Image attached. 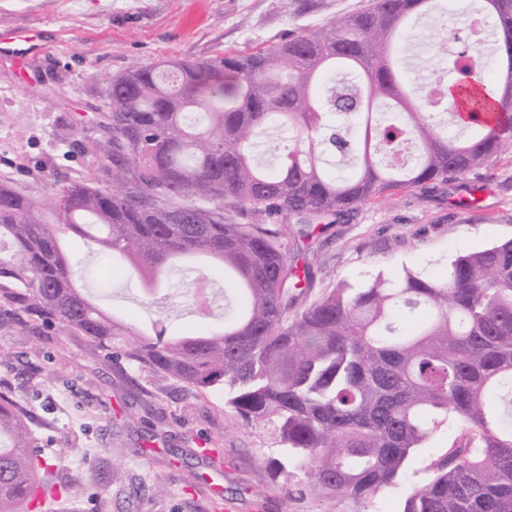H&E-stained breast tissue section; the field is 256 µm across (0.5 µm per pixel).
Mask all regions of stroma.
<instances>
[{
	"instance_id": "stroma-1",
	"label": "stroma",
	"mask_w": 512,
	"mask_h": 512,
	"mask_svg": "<svg viewBox=\"0 0 512 512\" xmlns=\"http://www.w3.org/2000/svg\"><path fill=\"white\" fill-rule=\"evenodd\" d=\"M369 0H0V30L39 31L44 50L22 78L14 57L0 55V181L49 202L55 179L108 177L93 162L112 148L107 90L112 77L140 62H195L228 50L254 49L358 11ZM435 31H420L412 76L456 74L438 57ZM240 224H273L289 262L310 271L295 307L347 283L408 267L432 276L456 257L512 239V150L448 184L384 193L355 212L332 217L311 236L295 221L233 210ZM69 256L77 280L98 305L135 330L162 321L167 335L202 336L224 324V277L195 264L175 276L165 309L118 269L108 288L94 274V246L74 236ZM206 279L212 305L193 302ZM28 314L0 329V392L25 405L52 485L40 512H400L404 496L430 463L461 443L449 422L407 463L401 487L369 505L336 494L289 492L270 461L281 446L267 423L245 424L221 392L201 393L166 375L107 354L66 330L34 331ZM79 483L81 497L61 493Z\"/></svg>"
}]
</instances>
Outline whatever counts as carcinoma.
I'll return each instance as SVG.
<instances>
[{
  "mask_svg": "<svg viewBox=\"0 0 512 512\" xmlns=\"http://www.w3.org/2000/svg\"><path fill=\"white\" fill-rule=\"evenodd\" d=\"M489 22L476 48L445 0H370L363 9L255 51L140 63L108 85L112 182H57V222L0 182V328L19 312L90 337L199 392L224 393L246 423L273 421L285 448L271 466L305 467L306 487L367 503L400 483L427 438L458 421L466 443L431 463L401 512H512V240L459 256L448 274L403 268L341 284L290 316L308 271L288 267L280 233L224 208L319 223L388 191L461 177L512 147V0H469ZM427 18L439 50L460 44L455 86L488 48L500 79L481 87L461 134L439 130L445 81L404 78L401 47ZM94 242L152 302L177 260L224 266L238 309L224 330L172 339L115 322L86 292L61 241ZM299 294L288 295L287 282ZM0 512L39 488L42 455L25 407L0 393Z\"/></svg>",
  "mask_w": 512,
  "mask_h": 512,
  "instance_id": "cac0c4a2",
  "label": "carcinoma"
}]
</instances>
